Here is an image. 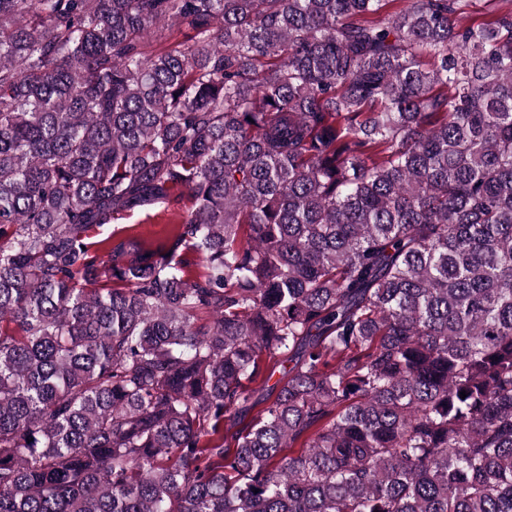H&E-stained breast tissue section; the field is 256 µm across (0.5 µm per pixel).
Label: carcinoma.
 Wrapping results in <instances>:
<instances>
[{"mask_svg":"<svg viewBox=\"0 0 512 512\" xmlns=\"http://www.w3.org/2000/svg\"><path fill=\"white\" fill-rule=\"evenodd\" d=\"M389 2L0 0V512H512V0ZM190 205L186 200L176 203L174 201L160 202L153 206L125 212L111 224L94 228L87 239L90 243V254L106 259V252L110 244L130 233H143L152 237L168 235L172 224H176L180 213Z\"/></svg>","mask_w":512,"mask_h":512,"instance_id":"1","label":"carcinoma"}]
</instances>
